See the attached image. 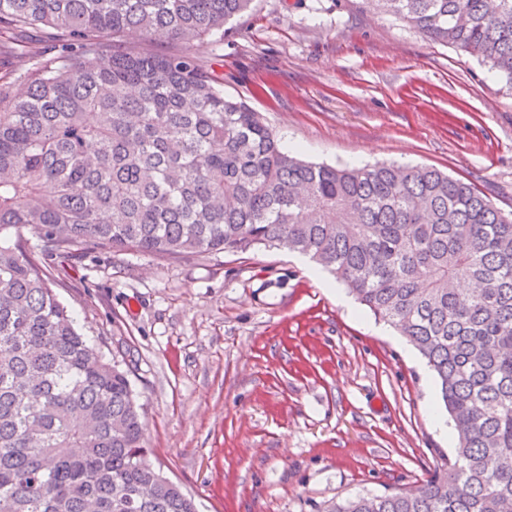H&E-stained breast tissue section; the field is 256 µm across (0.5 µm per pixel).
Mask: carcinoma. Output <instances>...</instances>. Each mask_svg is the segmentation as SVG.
<instances>
[{
	"label": "carcinoma",
	"instance_id": "obj_1",
	"mask_svg": "<svg viewBox=\"0 0 512 512\" xmlns=\"http://www.w3.org/2000/svg\"><path fill=\"white\" fill-rule=\"evenodd\" d=\"M253 2L0 0V66L25 62L0 75V512H196L147 462L129 365L79 331L54 263L275 246L399 329L454 423L453 461L423 491L321 512H512V217L432 167L284 151L184 50ZM367 2L512 88V0ZM132 29L178 50L129 49Z\"/></svg>",
	"mask_w": 512,
	"mask_h": 512
}]
</instances>
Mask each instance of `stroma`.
<instances>
[{
	"label": "stroma",
	"mask_w": 512,
	"mask_h": 512,
	"mask_svg": "<svg viewBox=\"0 0 512 512\" xmlns=\"http://www.w3.org/2000/svg\"><path fill=\"white\" fill-rule=\"evenodd\" d=\"M190 51L302 159L434 167L512 213V89L364 0H254ZM54 275L90 342L129 359L150 459L197 512L416 491L454 454L424 360L302 255L103 251Z\"/></svg>",
	"instance_id": "35a3bbf8"
}]
</instances>
